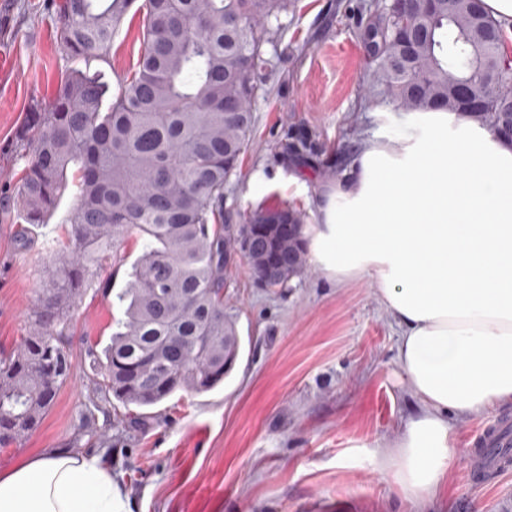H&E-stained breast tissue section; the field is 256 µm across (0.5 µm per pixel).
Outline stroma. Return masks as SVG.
<instances>
[{
    "instance_id": "35a3bbf8",
    "label": "stroma",
    "mask_w": 512,
    "mask_h": 512,
    "mask_svg": "<svg viewBox=\"0 0 512 512\" xmlns=\"http://www.w3.org/2000/svg\"><path fill=\"white\" fill-rule=\"evenodd\" d=\"M388 0H293L267 52L273 70L250 144L224 187L223 221L290 207L317 222L326 185L344 178L373 134L407 133L404 114L374 78L362 33ZM142 16L131 6L95 68L111 83L133 74ZM75 66L61 50L49 0H0V353L27 335L46 288L55 239L78 187L69 184L44 224L22 228L17 191L25 165L16 133ZM140 253L129 237L97 268L62 327L71 374L39 426L0 447V469L53 448L107 460L134 512H512V473L471 484L464 459L480 427L512 407L450 416L456 461L448 485L411 502L385 476L418 401L397 364L399 328L367 282L336 285L316 268L286 287L260 286L234 259L224 310L242 341L223 386L177 392L112 425V402L87 403L97 355L121 315L115 294Z\"/></svg>"
}]
</instances>
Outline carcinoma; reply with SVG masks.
Listing matches in <instances>:
<instances>
[{"mask_svg": "<svg viewBox=\"0 0 512 512\" xmlns=\"http://www.w3.org/2000/svg\"><path fill=\"white\" fill-rule=\"evenodd\" d=\"M134 0H56L60 43L85 63L27 113L18 131L26 166L20 218L42 224L68 187L78 196L49 269L27 336L0 355V447L34 428L70 376L72 360L55 323L82 296L94 269L130 234L141 253L116 294L115 322L93 391L125 408L155 406L175 392L210 391L240 353L235 321L224 313V256L240 252L256 272L268 256L281 288L306 267L303 218L261 209L237 233L217 223L224 184L237 172L253 127V109L270 65L272 20L290 0H144L138 67L112 88L91 68L104 58ZM438 0L433 18L383 7L364 32L377 81L407 112L459 108L448 71L484 101L477 121L492 128L512 100V57L503 24L471 0Z\"/></svg>", "mask_w": 512, "mask_h": 512, "instance_id": "cac0c4a2", "label": "carcinoma"}]
</instances>
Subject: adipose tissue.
Instances as JSON below:
<instances>
[{
	"label": "adipose tissue",
	"mask_w": 512,
	"mask_h": 512,
	"mask_svg": "<svg viewBox=\"0 0 512 512\" xmlns=\"http://www.w3.org/2000/svg\"><path fill=\"white\" fill-rule=\"evenodd\" d=\"M374 135L305 230L337 283L366 280L402 329L397 363L421 402L387 472L417 501L455 460L449 415L512 405V143L444 110ZM0 512H130L110 464L67 448L0 470Z\"/></svg>",
	"instance_id": "1"
}]
</instances>
